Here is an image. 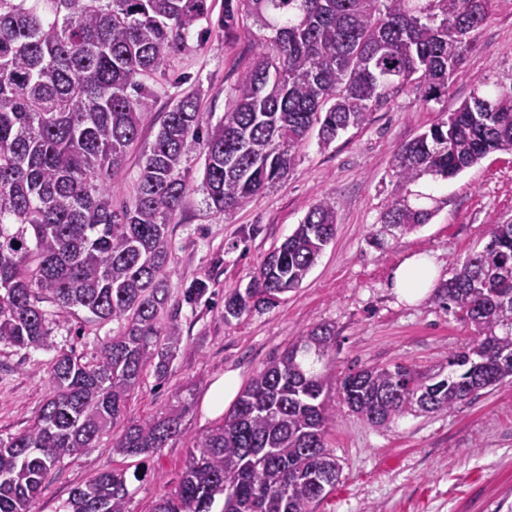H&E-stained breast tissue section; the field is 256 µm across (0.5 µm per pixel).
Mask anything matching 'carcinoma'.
I'll return each instance as SVG.
<instances>
[{
    "mask_svg": "<svg viewBox=\"0 0 512 512\" xmlns=\"http://www.w3.org/2000/svg\"><path fill=\"white\" fill-rule=\"evenodd\" d=\"M491 0H224V28L253 18L260 53L215 125L196 94L161 113L131 203L111 186L151 113L154 74L186 48L207 0H0V344L50 346L53 318L122 324L100 355L60 349L50 391L32 425L0 441V512H31L48 476L116 428L144 370L167 375L179 350L165 327L170 225L190 191L185 157H204L208 207L226 216L284 178L306 139L324 147L363 126L373 107L411 86L423 105L448 95L470 35ZM495 151L512 152V87H474L448 117L395 156L383 223L408 233L442 201L414 189L451 179ZM336 234V205L320 199L263 259L244 289L224 294V322L298 288ZM437 289L436 303L479 340L448 358L447 374L402 363L361 368L341 382L349 409L372 426L406 411H444L474 391L512 380V220ZM55 307L50 311L46 305ZM336 336L304 331L251 379L232 409L192 444L172 494L152 512H315L339 482L325 444L334 414L326 366ZM188 405L124 427L112 451L147 455L184 434ZM127 479L114 469L74 489L68 512H128Z\"/></svg>",
    "mask_w": 512,
    "mask_h": 512,
    "instance_id": "carcinoma-1",
    "label": "carcinoma"
}]
</instances>
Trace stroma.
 I'll list each match as a JSON object with an SVG mask.
<instances>
[{"label": "stroma", "instance_id": "35a3bbf8", "mask_svg": "<svg viewBox=\"0 0 512 512\" xmlns=\"http://www.w3.org/2000/svg\"><path fill=\"white\" fill-rule=\"evenodd\" d=\"M186 48L164 74L142 76L152 92L153 114L188 93L198 94L210 122L231 104L242 72L259 52L243 31L223 27L224 0H208ZM472 47L440 103L423 105L406 89L374 107L365 125L321 147L310 136L289 176L222 217L207 207L200 189L204 160L187 156L192 188L172 227L167 270L168 306L176 315L182 346L165 380L146 371L129 400L124 420L134 423L188 402L184 437L150 456L112 451L104 433L95 447L64 460L32 512H64L73 488L98 473L127 470L128 512H151L159 495L174 490L191 444L221 412L209 406L212 385L227 373L248 384L271 358L308 328H333L336 348L325 368L334 418L325 443L342 472L316 512H512V383L482 390L466 404L435 413H412L383 428L369 425L343 404L339 388L350 370L403 362L438 370L468 343L472 330L434 296L398 302L389 280L415 254L433 258L439 281L479 251L492 224L512 218V154L494 152L449 180H428L443 204L429 223L409 233H389L381 216L395 185L392 161L399 148L469 98L475 84L512 85V0H493L490 20L471 35ZM158 126L146 122L139 143L115 180L114 206L130 203L142 154ZM336 204V236L301 288L276 304L225 322V290L247 287L263 258L296 228L319 199ZM382 247H375L374 239ZM210 286L191 302L186 290L201 277ZM122 330L121 323L87 324L60 318L51 348L22 353L0 344V441L28 429L48 392L55 349L73 348L86 358Z\"/></svg>", "mask_w": 512, "mask_h": 512}]
</instances>
